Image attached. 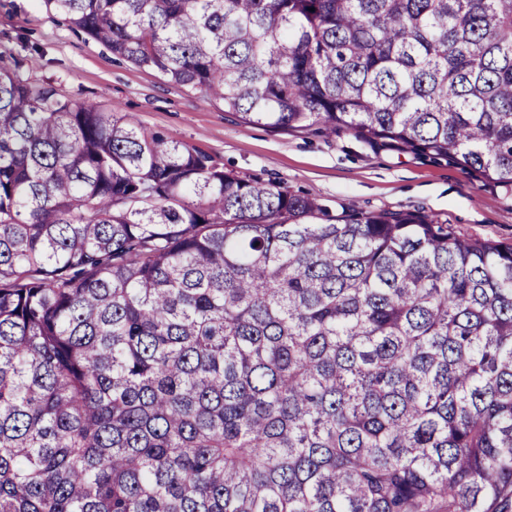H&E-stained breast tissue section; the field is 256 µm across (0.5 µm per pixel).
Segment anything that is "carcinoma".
Wrapping results in <instances>:
<instances>
[{
    "label": "carcinoma",
    "instance_id": "1",
    "mask_svg": "<svg viewBox=\"0 0 512 512\" xmlns=\"http://www.w3.org/2000/svg\"><path fill=\"white\" fill-rule=\"evenodd\" d=\"M41 2L246 125L512 198V0ZM511 507L512 246L0 67V512Z\"/></svg>",
    "mask_w": 512,
    "mask_h": 512
}]
</instances>
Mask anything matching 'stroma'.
Here are the masks:
<instances>
[{
	"instance_id": "obj_1",
	"label": "stroma",
	"mask_w": 512,
	"mask_h": 512,
	"mask_svg": "<svg viewBox=\"0 0 512 512\" xmlns=\"http://www.w3.org/2000/svg\"><path fill=\"white\" fill-rule=\"evenodd\" d=\"M0 57L17 58L26 76L187 144L224 170L316 197L331 213L417 212L463 236L512 245V201L484 190L466 171L376 152L346 133L242 124L204 92L113 56L39 0H0Z\"/></svg>"
}]
</instances>
